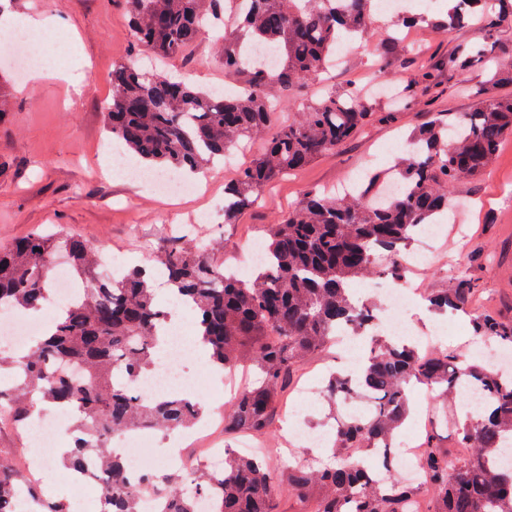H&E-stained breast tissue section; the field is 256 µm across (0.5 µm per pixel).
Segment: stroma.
Masks as SVG:
<instances>
[{
	"label": "stroma",
	"instance_id": "stroma-1",
	"mask_svg": "<svg viewBox=\"0 0 512 512\" xmlns=\"http://www.w3.org/2000/svg\"><path fill=\"white\" fill-rule=\"evenodd\" d=\"M6 7L22 19H59L63 32L46 43L52 65L31 83L13 82L0 116V244L35 229L53 231L123 253L126 264L133 265L162 246L168 226L191 224L200 239L215 243L214 262L231 267L246 243L265 237L268 225L285 217L306 191L338 186L366 169L386 168L391 150L401 145L400 127H369L342 148L270 184L238 223H225L222 203L228 173L223 166L199 177L202 194L179 200L156 196L147 187L100 171L110 144L103 117L110 96L107 75L116 64L150 63L148 52L130 42L124 0H7ZM403 43L407 54L377 66L371 63L373 39L350 48L343 62L321 78L300 83L281 103L279 121L318 99L327 86L350 78L368 92L377 84L387 88L404 82L423 65L437 61L450 39L416 28L404 33ZM168 68L202 88L237 85L224 73L221 43L210 37L197 41ZM474 83L468 73L446 75L432 103L404 112L400 126L421 124L435 112L470 111L477 102ZM452 197L462 207L459 221L446 225L434 245L422 239L414 242V249L432 248L434 259L410 274V284L431 295L451 287L457 271L467 270L480 284L474 309L512 322V136L504 138L497 158L478 178L454 186ZM206 208L210 223H198V213ZM403 318L413 330L412 342L420 346L431 343L461 354L478 351L464 315L436 312L424 303L409 306ZM184 367L198 379L196 393L211 404L207 418L213 419L215 430H223L230 395L221 392L199 358L189 357ZM334 424V410L323 391L299 404H283L269 433L260 438L272 450L270 468L278 473L287 465L282 447L293 441L297 427L329 433Z\"/></svg>",
	"mask_w": 512,
	"mask_h": 512
}]
</instances>
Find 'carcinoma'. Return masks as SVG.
<instances>
[{
  "label": "carcinoma",
  "instance_id": "carcinoma-1",
  "mask_svg": "<svg viewBox=\"0 0 512 512\" xmlns=\"http://www.w3.org/2000/svg\"><path fill=\"white\" fill-rule=\"evenodd\" d=\"M227 0H125L132 45L146 48L154 66L124 64L109 75L110 102L104 118L125 152L148 170L202 173L232 146L269 133L276 111L272 91H290L318 76L336 56L338 39L369 35L377 0H248L247 10L220 30L224 73L246 75L233 93L200 88L183 75L158 68L182 56L224 11ZM434 15L407 13L392 18L382 57L404 52L400 29L426 24L451 32L448 53L405 81L398 104L379 112L375 99L354 81L332 86L282 125L235 178L224 183V223L235 224L269 184L299 171L319 156L350 142L373 123H390L442 84L444 72L479 77V105L453 118L435 113L411 128L412 149L388 170H369L344 197L313 189L288 216L269 225L261 246L265 265L243 278L215 263L190 234L169 235L153 253V265L187 301L203 327L211 358L228 372L247 368L257 377L237 393L224 413V432L265 433L289 388L293 371L309 356L349 329L369 340L355 378L329 376L326 396L346 406L360 396L372 401L362 416H345L333 434L334 454L343 461L317 469L294 457L281 473L265 468L262 456L224 449V471L198 468L189 476L144 471L130 482L124 461L111 448L127 430L174 432L203 415L202 404L176 394L144 397L131 384L151 369L159 324L172 313L158 302L142 270L120 277L101 273L96 247L75 236L32 231L0 247V307L41 313L50 305L49 274L57 260H69L87 288L19 358L0 359L9 370L0 383V426L28 422L42 402L76 413L67 466L75 471L92 457L110 474L100 512H141L144 499L158 497L165 512H195V499L211 495L216 512H279L283 490L315 503L313 512H409L421 496L395 475L394 442L410 415L408 386L437 391L444 403L436 416L455 432L453 454L429 437L419 466L430 498L420 512H512V466L498 464L512 443V374L478 359L392 343L375 329L376 308L354 300L355 280L378 274L395 282L407 246L422 229L452 209L450 189L479 177L496 159L502 140L512 135V41L500 35L512 22V0H445ZM484 19L478 37L469 34L474 16ZM251 39L276 54L275 70L245 61L240 41ZM392 177L399 195H380ZM476 292L462 275L452 288L430 298L432 306L469 316L474 335L512 346V322L469 307ZM80 369L76 376L70 367ZM466 381L484 391L486 402L463 421L448 415ZM40 512H69L30 482L16 464L0 458V512H17L19 501Z\"/></svg>",
  "mask_w": 512,
  "mask_h": 512
}]
</instances>
